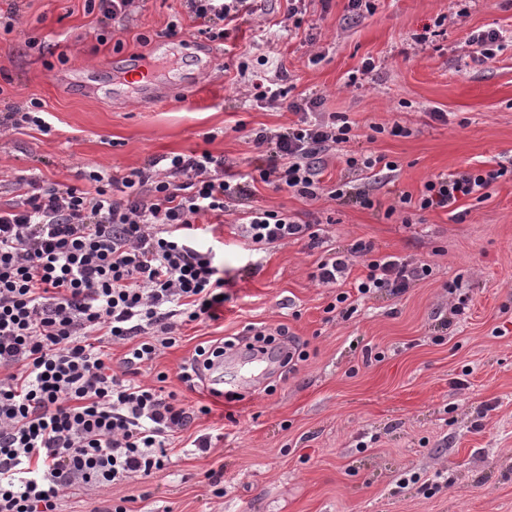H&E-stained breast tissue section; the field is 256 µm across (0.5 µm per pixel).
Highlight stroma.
<instances>
[{"instance_id":"35a3bbf8","label":"stroma","mask_w":512,"mask_h":512,"mask_svg":"<svg viewBox=\"0 0 512 512\" xmlns=\"http://www.w3.org/2000/svg\"><path fill=\"white\" fill-rule=\"evenodd\" d=\"M17 3L12 32L0 29V111L40 101L50 132L24 128L0 138V206L15 198L16 177L65 187L80 172L132 170L170 153L209 150L244 174L255 155L235 129L280 130L296 120L286 108L257 103L252 73H286L292 98H322L323 111L355 123L352 151L397 161L366 177L347 170L341 151L325 153L323 179L369 188L379 205L309 201L256 183L252 204L283 209L301 222L326 218L318 248L291 241L250 251L240 215L228 212L208 236L224 244L230 285L219 321L185 327L184 340L158 359L167 389L212 412L188 436L216 439L208 455L175 446L167 468L112 490L135 496L137 512H512V178L485 201L458 213L387 216L401 193L467 169H512V44L478 59L472 34L512 31V0H375L353 15L348 0H306L300 28L285 0H252L227 39H195L165 54L154 40L172 20L195 24L182 0H141L128 22L100 41L99 16L85 0ZM436 35L426 46L414 37ZM246 55L248 74L224 69ZM376 68L357 84L365 60ZM188 84L187 103L155 104L145 80ZM447 113V122L432 112ZM401 124L407 137L363 139L369 125ZM382 254L430 264L431 275L400 296L352 292L350 318L326 313L338 290L317 285L318 261L355 241ZM466 297L462 316L451 304ZM284 327L307 354L273 368L251 389H236L252 367L224 362L234 400L188 390L177 368L201 341ZM223 470L216 497L206 474Z\"/></svg>"}]
</instances>
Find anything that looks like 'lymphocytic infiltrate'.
Masks as SVG:
<instances>
[{"instance_id":"f902f5d3","label":"lymphocytic infiltrate","mask_w":512,"mask_h":512,"mask_svg":"<svg viewBox=\"0 0 512 512\" xmlns=\"http://www.w3.org/2000/svg\"><path fill=\"white\" fill-rule=\"evenodd\" d=\"M248 0H185L198 35L224 39L227 24ZM255 101L286 105L296 122L280 131L249 130L257 152L252 171L230 175L210 151L176 153L147 166L90 171L89 188L60 187L18 177L17 198L0 206V512H59L61 502L88 487L134 484L163 470L173 440L206 405L190 406L140 378L179 344L193 322L215 321L223 308L224 267L199 235L203 219L242 210L244 234L257 246L319 237L283 210L251 205L261 182L306 200L355 196L368 190L325 184L322 153L354 138L344 115L320 110L317 98L289 99V89L259 75ZM506 169H469L427 180L419 194H402L396 211L447 209L460 199L484 200ZM365 273L358 295L398 296L426 279L429 264L378 254L356 241L328 255L313 275L332 288L354 265ZM236 337L200 342L179 378L187 388L206 380ZM126 349L113 362L111 346Z\"/></svg>"}]
</instances>
